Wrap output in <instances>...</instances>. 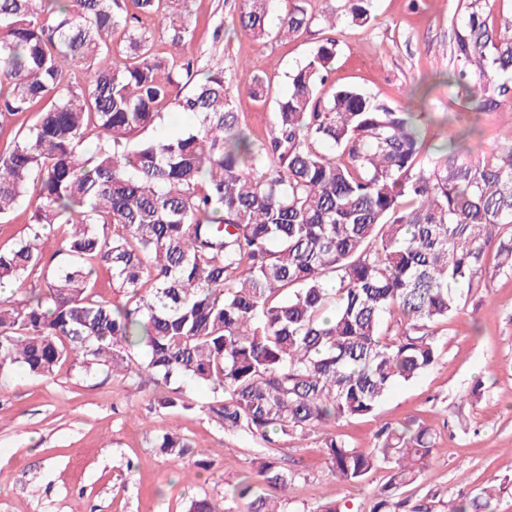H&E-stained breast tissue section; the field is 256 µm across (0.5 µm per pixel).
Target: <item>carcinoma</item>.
Returning <instances> with one entry per match:
<instances>
[{"instance_id": "obj_1", "label": "carcinoma", "mask_w": 512, "mask_h": 512, "mask_svg": "<svg viewBox=\"0 0 512 512\" xmlns=\"http://www.w3.org/2000/svg\"><path fill=\"white\" fill-rule=\"evenodd\" d=\"M272 2L242 0L239 22L257 40ZM340 2L325 27L369 23L372 0ZM457 15L451 60L465 104L512 112V18L495 21L489 0H458ZM141 16L161 18L178 52L194 37L185 0H0V129L35 114L0 145V223L34 198L26 237L0 248V285L38 275L23 297L0 300V384L70 361L191 411V381L232 433L268 448L319 433L350 484L389 469L369 512H435L400 493L433 453L427 427L388 423L374 447L354 448L328 426L372 414L394 384L433 368L441 326L468 292L512 274V141L475 154L466 131L434 151L422 113L351 86L323 94L335 39L288 74L265 135L253 134L224 67L183 92L154 30L131 24ZM310 25L296 4L278 33ZM102 54L112 67L95 66ZM239 81L267 102L259 72ZM167 107L195 126L155 135ZM50 240L62 256L53 265ZM102 267L122 300L97 292ZM154 445L176 464L195 457L176 432ZM294 480L265 452L228 512H293ZM491 500L460 492L446 512H487Z\"/></svg>"}]
</instances>
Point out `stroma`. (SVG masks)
Segmentation results:
<instances>
[{
    "label": "stroma",
    "instance_id": "obj_1",
    "mask_svg": "<svg viewBox=\"0 0 512 512\" xmlns=\"http://www.w3.org/2000/svg\"><path fill=\"white\" fill-rule=\"evenodd\" d=\"M313 23L287 40L278 34L288 0H275L268 35L255 40L237 23L241 0H189L194 38L184 55L195 68L221 57L225 76L246 66L263 73L269 100L254 101L245 86H232L241 119L264 132L275 100L288 90V74L323 39L337 37L328 87L353 86L414 112L428 113L432 133L446 139L471 125L490 148L512 139V112L476 113L448 83L456 0H373L372 22L335 33L319 18L334 0H301ZM438 365L395 385L376 411L343 419L336 434L356 448H370L387 422L416 419L436 444L411 500L448 499L494 487L493 512H512V274L472 289L466 310L448 324ZM192 413L158 408L151 389L101 371L84 374L71 363L51 377L18 375L0 387V512H187L189 500L224 494L263 451L260 441L224 431L204 407L211 395L184 387ZM175 430L191 439L208 469L192 478L152 448V437ZM298 474L293 506L315 512L335 501L347 512H368L371 497L388 479L375 470L360 484L338 481L318 434L289 436L282 444Z\"/></svg>",
    "mask_w": 512,
    "mask_h": 512
}]
</instances>
